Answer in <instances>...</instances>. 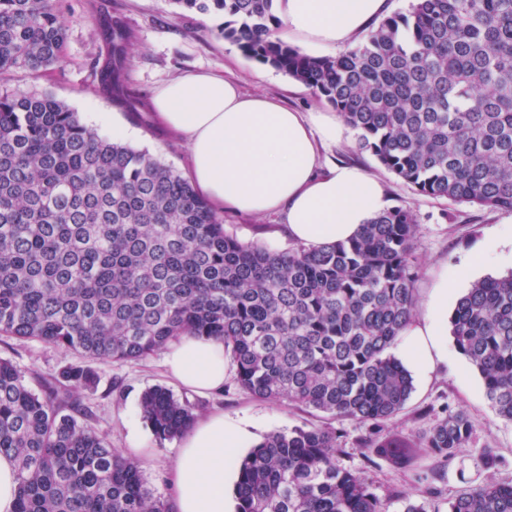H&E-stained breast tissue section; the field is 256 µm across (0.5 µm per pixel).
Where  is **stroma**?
<instances>
[{
	"label": "stroma",
	"instance_id": "1",
	"mask_svg": "<svg viewBox=\"0 0 512 512\" xmlns=\"http://www.w3.org/2000/svg\"><path fill=\"white\" fill-rule=\"evenodd\" d=\"M62 9L68 22L62 63L38 79L23 71L15 72L7 83L8 89L52 92L102 136L114 135L119 142L148 150L176 170L185 168V145L158 126L150 113L125 111L99 90L92 64L106 53L107 30L113 18L124 19L135 32L125 78L142 98H149L157 85L180 74L229 70L246 92L276 97L302 112L326 107L305 85L246 58L236 46L217 37V16H175L170 0H62ZM325 157L363 165L384 182L393 204L413 207L418 224L416 254L420 259L417 286L421 289L427 288L442 269L453 271L464 265L493 227L512 218V212L507 210L417 195L369 153L357 150L355 133L348 128L336 145L326 150ZM220 217L225 233L240 241L255 242L273 251H283L291 245L284 214L255 217L227 209ZM0 359L11 360L25 370L27 385L38 394L43 391L42 378L83 363L75 353L36 340L4 335H0ZM96 370L99 381L94 389L81 391L83 403L91 407L97 427L113 448L126 447L131 428L139 429L150 450L142 460L148 485L164 501H172L171 473L180 454L181 440L156 439L140 411V397L145 389L156 384L171 386L161 354L139 362L100 364ZM172 388L176 397L194 406L197 416L222 413L245 421L254 444L273 432L322 426L330 421L328 415L312 408L260 400L243 393L231 368L225 372L223 391L199 395L179 386ZM445 406L468 413L476 438L439 470L429 459L422 461L414 472L395 471L384 462L369 466L361 449L355 446L356 439L367 433V425L350 420L340 422L349 452L348 457L342 458V465L369 472L375 493L388 502V512H403L409 501L420 504L424 512H444L448 499L472 484L487 479L512 483V422L497 414L485 395L482 379L453 347L448 350L446 366L440 367L426 384H415L392 426L405 438L417 439L434 421L433 416L427 415V408ZM486 444L497 448L503 458L498 469L488 473L478 471L474 461L479 448Z\"/></svg>",
	"mask_w": 512,
	"mask_h": 512
}]
</instances>
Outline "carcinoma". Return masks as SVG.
Returning <instances> with one entry per match:
<instances>
[{"mask_svg":"<svg viewBox=\"0 0 512 512\" xmlns=\"http://www.w3.org/2000/svg\"><path fill=\"white\" fill-rule=\"evenodd\" d=\"M211 13L244 56L307 86L356 132L360 151L422 196L512 210V0H410L338 55L279 36L274 0H171ZM134 33L112 20L99 88L136 112L125 78ZM60 0H0V79L63 59ZM413 209L394 206L345 242L271 251L224 232L191 183L145 150L101 138L49 91L0 88V334L92 362L141 361L184 335L224 343L239 388L369 425L362 447L397 470L454 460L474 438L446 409L417 440L387 429L413 379L390 354L418 308ZM456 349L512 422V274L472 285L450 316ZM64 370L39 396L0 359V454L19 479L16 512H168L142 462L112 448ZM143 418L170 440L194 407L161 385ZM333 427L268 435L238 464L237 512H387L370 476L339 464ZM502 463L483 446L476 467ZM448 512H512V484L479 483Z\"/></svg>","mask_w":512,"mask_h":512,"instance_id":"carcinoma-1","label":"carcinoma"}]
</instances>
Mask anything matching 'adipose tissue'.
Segmentation results:
<instances>
[{
  "label": "adipose tissue",
  "instance_id": "1",
  "mask_svg": "<svg viewBox=\"0 0 512 512\" xmlns=\"http://www.w3.org/2000/svg\"><path fill=\"white\" fill-rule=\"evenodd\" d=\"M386 8L387 0H276L281 39L305 51L356 45ZM149 107L154 121L185 143L191 183L215 209L284 214L289 237L304 246L347 240L391 207L383 182L363 167L322 165V149L341 137L336 113L300 112L208 71L160 84ZM505 240L512 242L510 224L455 275L443 272L432 282L424 309L397 344L409 371L424 377L447 362L448 292L455 282L499 264ZM163 361L174 383L195 392L224 385V345L218 340L180 337L168 345ZM248 437L241 423L220 414L195 421L183 435L173 471L175 512H233L225 485Z\"/></svg>",
  "mask_w": 512,
  "mask_h": 512
}]
</instances>
